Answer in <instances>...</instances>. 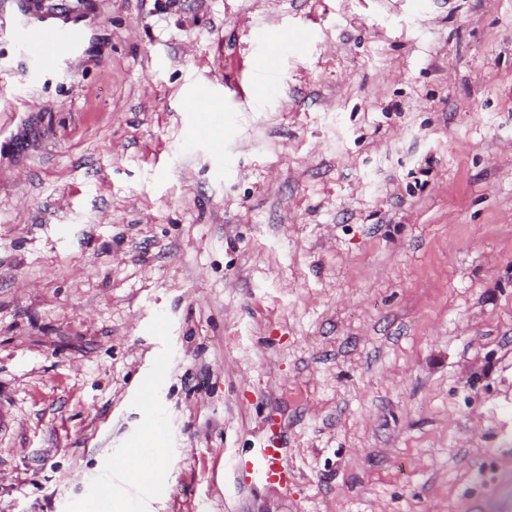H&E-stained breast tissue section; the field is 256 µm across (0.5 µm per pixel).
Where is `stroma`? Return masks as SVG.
Instances as JSON below:
<instances>
[{"label":"stroma","mask_w":512,"mask_h":512,"mask_svg":"<svg viewBox=\"0 0 512 512\" xmlns=\"http://www.w3.org/2000/svg\"><path fill=\"white\" fill-rule=\"evenodd\" d=\"M0 416V512H512V0H0ZM73 41V36L60 28L49 27L37 30L22 28L18 34L21 55L31 65L32 70L47 72L56 70L65 49ZM253 468L257 480L267 486L287 491L288 484L296 481L297 470L290 464L288 448L283 447L279 436L257 449Z\"/></svg>","instance_id":"stroma-1"}]
</instances>
